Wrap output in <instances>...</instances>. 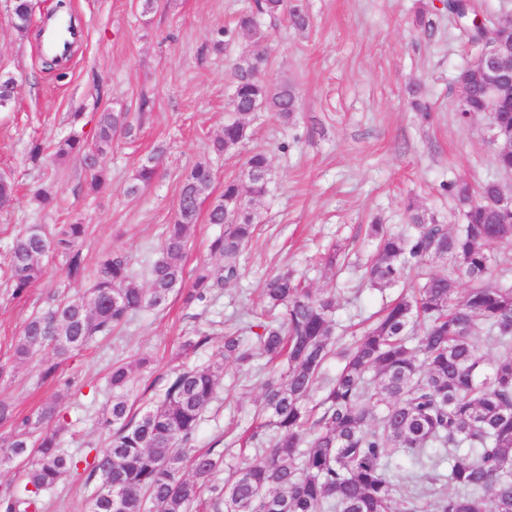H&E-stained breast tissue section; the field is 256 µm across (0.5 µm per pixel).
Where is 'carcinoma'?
Here are the masks:
<instances>
[{"label":"carcinoma","mask_w":512,"mask_h":512,"mask_svg":"<svg viewBox=\"0 0 512 512\" xmlns=\"http://www.w3.org/2000/svg\"><path fill=\"white\" fill-rule=\"evenodd\" d=\"M285 9L286 0H260L257 11L237 19L253 49L234 68L233 117L213 142L218 153L246 140L245 113L264 110L288 121L298 110L292 84L265 78L259 16L275 17ZM448 13L471 42L485 41L472 26L470 4L453 3ZM494 120L501 143L495 161L509 172L512 112H498ZM138 129L127 112H102L92 139L74 132L57 143L55 153L78 157L90 189L97 191L104 184L100 158L106 148L117 135L136 137ZM268 172L267 155L255 152L240 176L224 180L209 211V223L224 226L209 244L222 263L201 265L187 289L182 258L212 182L209 165L195 164L182 178L179 198L186 206L167 225L149 286L135 282L126 256L105 253L86 292L54 298L25 322L15 359L36 350L49 349L57 358L81 351L130 313L165 307L176 292L185 293L187 304L213 300L240 277L239 257L252 240L255 204L266 193ZM155 175L152 161L142 164L128 193H139ZM454 190L466 204L465 223L454 231L420 210L410 215L405 231L370 225L378 240L364 273L371 286L396 287L408 271L436 261L448 264V274L429 275L413 294L399 295L353 343L344 345L336 336L335 296L314 292L288 271L265 281L266 307L253 340L240 328L224 326V362L244 367L264 356L285 363L264 382L261 420L246 430L244 442L261 453L260 462L231 466L220 486L212 478L226 453H189L202 413L216 397L223 362L171 370L161 398L139 414L129 391L142 358L112 366V396L102 413L111 441L90 460L60 447L64 422L56 403L32 423L17 419L11 404L0 400V424L13 426L0 443V465L31 461L17 485L0 489V512H39L82 464L96 483L90 512H113L101 493L105 476L120 490L126 512H141L147 501L156 512H512V281L490 279L489 252L493 245L512 249V214L485 203L497 192L494 180L481 184L475 199L465 184ZM85 232L83 224H67L54 236L40 224L19 232L8 254L13 294L43 277V260L51 252L63 258L68 280L82 281ZM461 279L471 286L456 301ZM209 342V334L198 332L185 337L183 348L195 353ZM485 346L496 349L494 358L486 357ZM333 357L341 368L331 377L325 366ZM186 468L189 477L182 474Z\"/></svg>","instance_id":"cac0c4a2"}]
</instances>
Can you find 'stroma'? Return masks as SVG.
I'll list each match as a JSON object with an SVG mask.
<instances>
[{
  "label": "stroma",
  "instance_id": "stroma-1",
  "mask_svg": "<svg viewBox=\"0 0 512 512\" xmlns=\"http://www.w3.org/2000/svg\"><path fill=\"white\" fill-rule=\"evenodd\" d=\"M57 2L34 0L25 32L13 28L7 7H0V76L16 81L11 107L0 110V177L16 188L13 201L0 208V364L7 367L0 400L22 417L37 416L45 403L57 402L69 421L62 446L72 454L101 450L109 442L99 417L113 362L147 358L130 388L136 408H144L184 359L199 366L219 359L223 324H254L263 307L264 281L287 269L310 288L335 295L336 332L351 337L362 319L397 295L361 281V267L373 250L365 238L368 224L403 230L412 204L452 229L463 221L462 208L444 184L464 181L475 188L494 179L512 191V176L499 171L494 160L487 115L459 118L458 75L478 50L444 0H288L305 10L310 23L297 30L284 17L263 19L267 77L293 83L299 108L287 123L270 112L249 113L244 146L222 155L212 144L230 116L231 70L251 47L249 36L234 32V20L253 11L256 0H154L147 14L140 0H67L82 34L67 62L48 71L38 31ZM106 110L141 113L145 119L136 138L113 140L102 160L106 186L93 193L80 162L55 158L54 151L72 128L93 134ZM35 143L44 153L37 165L29 159ZM254 150L267 153L270 171L238 281L206 306H186L176 294L163 309L133 314L111 337L62 360L59 381L39 379L49 351L14 361L24 322L47 308L52 295L83 291L68 283L54 259L42 280L13 296L8 252L25 225H87L88 267L117 250L128 256L143 285L175 213L183 172L207 163L213 201L225 178L239 175ZM151 156L154 181L128 195L136 170ZM42 188L52 193L51 203L37 199ZM219 232L200 214L183 258L186 277L201 264H218L209 244ZM333 246L345 263L322 268L317 258ZM196 329L212 331L211 341L185 356L182 338ZM267 374L261 357L247 372L225 363L195 448L227 447L234 456L260 461L240 439L259 414ZM67 379L72 387H64ZM93 489L84 476L70 477L47 512H88Z\"/></svg>",
  "mask_w": 512,
  "mask_h": 512
}]
</instances>
